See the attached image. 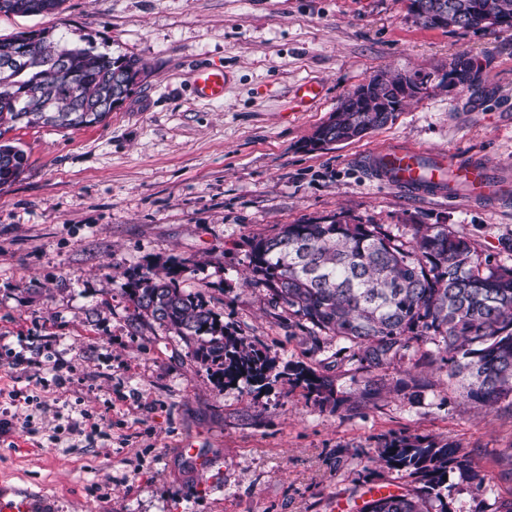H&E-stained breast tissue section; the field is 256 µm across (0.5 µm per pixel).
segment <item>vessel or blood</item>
<instances>
[{"label":"vessel or blood","instance_id":"vessel-or-blood-1","mask_svg":"<svg viewBox=\"0 0 512 512\" xmlns=\"http://www.w3.org/2000/svg\"><path fill=\"white\" fill-rule=\"evenodd\" d=\"M227 76L220 69H201L194 75L200 98L223 99ZM382 184L418 197H447L448 176L457 174L465 185V195L486 205L502 203L508 191L498 171L481 158L453 160L441 151L413 146H387L372 152L366 160ZM47 497L15 492L0 493V512H46Z\"/></svg>","mask_w":512,"mask_h":512}]
</instances>
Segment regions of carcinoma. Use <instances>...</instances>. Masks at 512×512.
<instances>
[{
  "instance_id": "carcinoma-1",
  "label": "carcinoma",
  "mask_w": 512,
  "mask_h": 512,
  "mask_svg": "<svg viewBox=\"0 0 512 512\" xmlns=\"http://www.w3.org/2000/svg\"><path fill=\"white\" fill-rule=\"evenodd\" d=\"M65 0H0V15L52 14ZM435 7L429 29L512 28V0H408ZM21 64L0 80V187L24 172L23 149L4 136L22 126L76 129L104 121L129 97L143 66L132 55H108L72 32L43 30L0 38V56ZM473 69L454 61L442 81L468 87ZM431 75L373 76L318 126L317 140L348 142L396 119L403 102L428 90ZM254 281L277 304L309 325L311 340L344 343L346 360L367 372L403 360L446 372L448 390L475 408L512 399V267L481 258L474 242L446 224H347L336 218L285 224L253 241ZM188 271H139L130 300L140 318L172 330L212 369L221 385L243 381L262 388L276 380L275 360L224 323L200 297L180 287ZM288 383L320 403L333 399L334 380L305 364L288 369ZM413 478L405 487L364 502L359 512H448L444 477L483 486L470 451L432 438L393 437L370 462Z\"/></svg>"
}]
</instances>
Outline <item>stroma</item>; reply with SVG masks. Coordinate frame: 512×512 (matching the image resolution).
<instances>
[{"mask_svg":"<svg viewBox=\"0 0 512 512\" xmlns=\"http://www.w3.org/2000/svg\"><path fill=\"white\" fill-rule=\"evenodd\" d=\"M80 31L146 72L102 123L11 131L24 173L0 188V491L48 497L53 512H357L400 474L368 464L391 435L471 450L493 479L450 476L448 512H493L512 496V411L482 415L403 365L362 397L340 345L314 348L307 324L249 284L254 239L282 225L445 224L481 257L512 266V204L421 199L372 180L367 154L401 142L483 157L512 178V28L428 29L406 0H65L57 14L0 15V38ZM471 87L440 86L458 58ZM224 70L223 99L195 95L194 70ZM380 72L428 74L427 94L361 140L305 141ZM323 98L298 108L295 86ZM188 262L180 285L225 330L332 376L319 404L280 379L218 386L171 330L140 319L125 288L143 267ZM24 357L9 363L11 354ZM67 384H57V376ZM198 448L205 466L180 453Z\"/></svg>","mask_w":512,"mask_h":512,"instance_id":"obj_1","label":"stroma"}]
</instances>
